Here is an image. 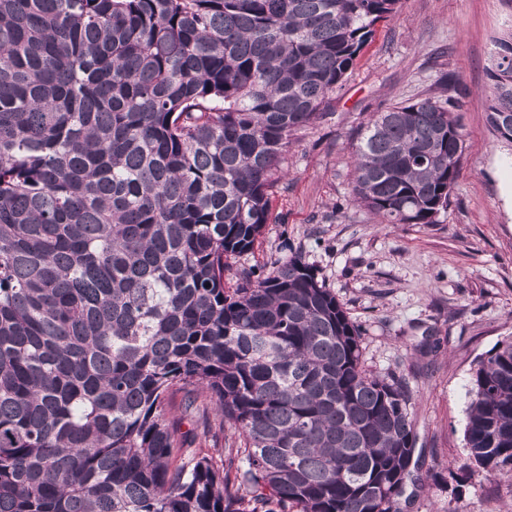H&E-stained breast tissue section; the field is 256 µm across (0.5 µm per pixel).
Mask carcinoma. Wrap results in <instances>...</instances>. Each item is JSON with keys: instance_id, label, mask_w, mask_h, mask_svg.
Here are the masks:
<instances>
[{"instance_id": "obj_1", "label": "carcinoma", "mask_w": 512, "mask_h": 512, "mask_svg": "<svg viewBox=\"0 0 512 512\" xmlns=\"http://www.w3.org/2000/svg\"><path fill=\"white\" fill-rule=\"evenodd\" d=\"M402 0H0V512H400L406 379L293 251L236 267L291 136ZM512 146V32L487 68ZM431 98L364 128L353 199L436 224L461 173ZM184 393L180 414L169 400ZM475 471L512 474V337L478 361ZM234 429L219 456L185 421Z\"/></svg>"}]
</instances>
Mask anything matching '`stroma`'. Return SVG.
<instances>
[{
  "instance_id": "35a3bbf8",
  "label": "stroma",
  "mask_w": 512,
  "mask_h": 512,
  "mask_svg": "<svg viewBox=\"0 0 512 512\" xmlns=\"http://www.w3.org/2000/svg\"><path fill=\"white\" fill-rule=\"evenodd\" d=\"M512 31V0H402L379 23L324 117L298 131L273 213L245 265L298 251L361 335L367 372L397 370L412 391L413 460L424 485L402 512H512V480L468 474L461 495L441 475L463 466L472 371L512 336V148L487 121L486 68ZM432 96L460 119L461 175L436 224H382L354 202V151L388 107ZM439 339L425 353V337Z\"/></svg>"
}]
</instances>
